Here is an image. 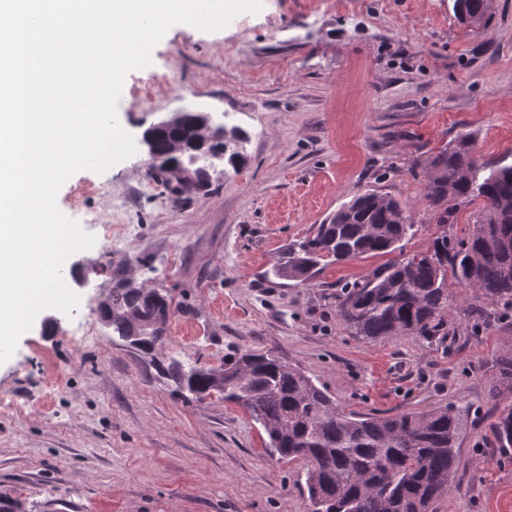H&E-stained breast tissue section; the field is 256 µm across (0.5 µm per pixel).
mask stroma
Instances as JSON below:
<instances>
[{"label":"stroma","instance_id":"1","mask_svg":"<svg viewBox=\"0 0 512 512\" xmlns=\"http://www.w3.org/2000/svg\"><path fill=\"white\" fill-rule=\"evenodd\" d=\"M152 63L168 85L133 95L146 72L130 71L120 126L139 141L166 115L211 112L246 134L247 161L177 196L176 177H148L140 147L60 188V211L112 225L115 244L72 254L63 279L78 308L39 313L0 365V496L30 512H307L302 462L271 456L244 409L182 397L153 355L112 339L99 302L126 279L172 299L164 357L211 367L270 353L348 412L470 406L459 482L438 512H512V448L493 447L489 429L512 392L492 400L487 369L512 348V317L367 344L337 317L336 292L383 257L303 286L266 275L282 246L367 189L405 205L418 226L405 250H425L435 227L416 160L463 131L486 160L512 155V0H493L480 29L456 21L452 0H263L218 31L174 25ZM16 402L25 414H4Z\"/></svg>","mask_w":512,"mask_h":512}]
</instances>
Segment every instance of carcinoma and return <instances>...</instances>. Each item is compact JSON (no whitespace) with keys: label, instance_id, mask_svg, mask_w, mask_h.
Returning <instances> with one entry per match:
<instances>
[{"label":"carcinoma","instance_id":"cac0c4a2","mask_svg":"<svg viewBox=\"0 0 512 512\" xmlns=\"http://www.w3.org/2000/svg\"><path fill=\"white\" fill-rule=\"evenodd\" d=\"M491 6L492 0H454L453 11L479 22L487 20ZM177 143L174 131L158 139L165 159L150 163L151 176H162L170 161H182L172 150ZM421 165L426 210L440 229L427 250L404 251L417 225L399 200L369 189L279 250L269 268L278 279L302 284L331 264L396 254L336 294V315L359 341L452 336L455 314L466 319L481 303L512 314V163L483 159L474 134L464 131ZM204 187L194 171L180 178L177 191ZM477 199L481 208L472 232L462 238L448 233L457 209ZM100 312L112 338L150 353L164 345L171 299L125 281ZM164 371L177 391L198 401L218 394L243 408L263 429L271 454L304 462L308 512H437L455 487L467 406L347 413L298 366L249 349L224 360L222 385L212 369L174 359ZM489 372L492 396L512 389V349L492 358ZM491 434L496 447L512 448L511 405L497 410Z\"/></svg>","mask_w":512,"mask_h":512}]
</instances>
